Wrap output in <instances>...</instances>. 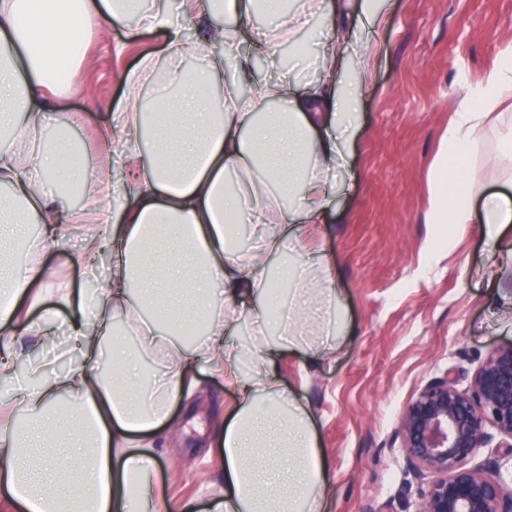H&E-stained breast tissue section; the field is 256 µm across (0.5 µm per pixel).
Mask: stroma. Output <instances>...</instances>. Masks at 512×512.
<instances>
[{"mask_svg": "<svg viewBox=\"0 0 512 512\" xmlns=\"http://www.w3.org/2000/svg\"><path fill=\"white\" fill-rule=\"evenodd\" d=\"M377 78L358 102L347 139L348 170L337 174L330 220L317 243L332 263L346 330L337 353L283 352L273 373L310 412V433L330 488L326 512H415L395 430L406 403L431 379L453 372L466 388L496 347L512 343V230L489 244L461 224L436 241L427 223L433 175L452 119L450 103L474 90L512 41V0H390ZM125 42L116 52V42ZM83 60L67 72V111L80 115L74 138L94 147L105 113L126 98L125 73L163 44L149 32L86 37ZM489 138L470 153L486 193L512 198V165L491 162ZM82 227L64 229L42 260L56 282L79 291ZM192 402L173 401V431L157 435L155 476L173 502L209 512L224 488V458L211 448L239 398L202 372Z\"/></svg>", "mask_w": 512, "mask_h": 512, "instance_id": "obj_1", "label": "stroma"}]
</instances>
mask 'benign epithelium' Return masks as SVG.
<instances>
[{
  "instance_id": "benign-epithelium-1",
  "label": "benign epithelium",
  "mask_w": 512,
  "mask_h": 512,
  "mask_svg": "<svg viewBox=\"0 0 512 512\" xmlns=\"http://www.w3.org/2000/svg\"><path fill=\"white\" fill-rule=\"evenodd\" d=\"M396 435L419 485V512H512L500 456L475 462L479 448L512 454V344L489 353L464 390L449 372L429 381L406 404Z\"/></svg>"
}]
</instances>
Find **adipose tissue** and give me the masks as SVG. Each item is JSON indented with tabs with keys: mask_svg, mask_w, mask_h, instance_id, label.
I'll return each mask as SVG.
<instances>
[{
	"mask_svg": "<svg viewBox=\"0 0 512 512\" xmlns=\"http://www.w3.org/2000/svg\"><path fill=\"white\" fill-rule=\"evenodd\" d=\"M189 2L176 9L153 0L146 10L140 0H0V135L35 147L22 165L0 156V184L10 188L0 196V244L24 247L0 292L9 300L0 327L22 322L32 336L54 329L53 310L32 320L26 306L49 293L69 297L33 259L61 225H90L78 261L91 282L98 245L112 256L111 279L77 299L95 305L96 321H72L63 354L29 359L20 382L10 358L0 359V378L15 382L7 402L13 415L0 421V512H181L158 486L151 455L126 448L130 435L170 426L172 401L194 397L203 367L244 397L224 429V491L215 512L324 510L328 484L307 412L270 368L287 348L334 357L344 330L338 292L321 285L331 271L328 254L307 248L297 261L287 256L325 224L334 176L350 164L344 133L375 80L376 35L387 11L378 0ZM195 12L229 22L208 26L192 44L186 29ZM257 14L278 21L275 30L252 33L277 79L248 91L253 60L240 50L238 22ZM354 21L370 35L350 47L345 32ZM128 22L158 35L165 55L144 56L124 75L129 106L105 125L95 162H77L68 134L74 117L49 109L50 95L63 93L51 69L74 62L88 25L108 36ZM302 31L315 39L317 61L313 78L292 96L304 63L284 65L280 48ZM201 52L206 66L188 71L187 59ZM145 87L152 90L146 108L137 97ZM510 87L512 43L475 92L453 100L443 149L460 164L437 178L429 207V223L479 225L492 245L512 227V204L490 200L475 210L482 183L466 159L485 134L512 142V125L491 119ZM51 124L54 136L42 140ZM68 184L111 196V207H71ZM33 223L40 226L34 236ZM238 226L249 230L248 251L238 247ZM285 294L290 304H281ZM242 298L258 304L245 344L226 339L242 318ZM199 308L208 309V323L189 344L181 322ZM106 354L107 377L98 370ZM158 357L163 372L150 388L138 387L143 363ZM63 362L69 369L60 376Z\"/></svg>",
	"mask_w": 512,
	"mask_h": 512,
	"instance_id": "1",
	"label": "adipose tissue"
}]
</instances>
